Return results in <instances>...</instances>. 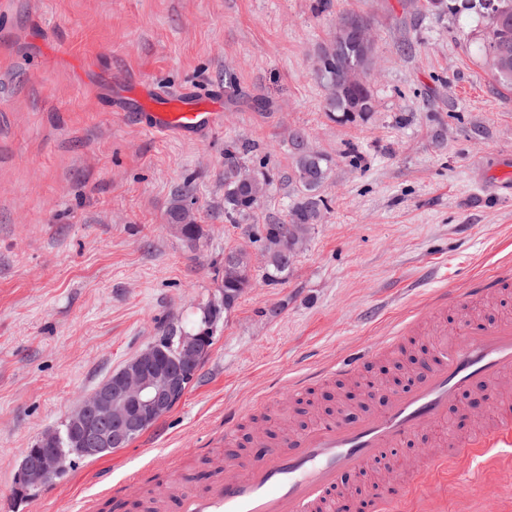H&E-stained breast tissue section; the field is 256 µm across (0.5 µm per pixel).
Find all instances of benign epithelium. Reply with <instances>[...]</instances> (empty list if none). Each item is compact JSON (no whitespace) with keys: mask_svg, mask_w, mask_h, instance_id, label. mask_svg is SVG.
I'll return each mask as SVG.
<instances>
[{"mask_svg":"<svg viewBox=\"0 0 512 512\" xmlns=\"http://www.w3.org/2000/svg\"><path fill=\"white\" fill-rule=\"evenodd\" d=\"M349 36L365 54L374 50L375 36L369 24L337 27V36ZM209 336H182L176 358L162 355L165 341L158 339L129 359L112 374V382L87 395L68 416L69 453L87 457L111 442L121 445L130 435L155 425L184 397L192 384ZM61 432L50 430L35 448L25 451L19 472L24 491L42 490L65 469L66 453L58 448Z\"/></svg>","mask_w":512,"mask_h":512,"instance_id":"obj_1","label":"benign epithelium"}]
</instances>
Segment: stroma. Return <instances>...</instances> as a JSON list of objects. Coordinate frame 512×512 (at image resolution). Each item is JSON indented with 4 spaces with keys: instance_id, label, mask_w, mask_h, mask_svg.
I'll return each instance as SVG.
<instances>
[{
    "instance_id": "obj_1",
    "label": "stroma",
    "mask_w": 512,
    "mask_h": 512,
    "mask_svg": "<svg viewBox=\"0 0 512 512\" xmlns=\"http://www.w3.org/2000/svg\"><path fill=\"white\" fill-rule=\"evenodd\" d=\"M346 12L373 26L377 106L344 123L323 108L314 53ZM479 28L462 0H0V512H79L124 480L142 495L175 450L203 470L213 426H298L357 406L366 381H391L398 352L317 386L302 415L293 381L375 347L441 290L512 266V194L494 177L512 155V92L477 62ZM141 84L223 99L224 121L190 137L149 130L139 107L113 106ZM298 128L332 160L328 208L271 285L254 229L293 201ZM242 144L240 165L266 167L273 184L231 224L224 152ZM189 175L193 249L168 222ZM234 251L251 258L252 284L182 402L126 447L71 458L37 497L18 495L26 448L167 326L199 319ZM456 321L420 319L410 349L458 340ZM440 435L399 449V512H512V445L416 480Z\"/></svg>"
}]
</instances>
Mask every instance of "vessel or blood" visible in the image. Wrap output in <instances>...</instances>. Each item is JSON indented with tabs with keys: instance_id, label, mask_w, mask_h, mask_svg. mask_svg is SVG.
<instances>
[{
	"instance_id": "b4317fda",
	"label": "vessel or blood",
	"mask_w": 512,
	"mask_h": 512,
	"mask_svg": "<svg viewBox=\"0 0 512 512\" xmlns=\"http://www.w3.org/2000/svg\"><path fill=\"white\" fill-rule=\"evenodd\" d=\"M140 96L152 100L155 129L193 133L214 125L220 105L202 108L196 96L183 90L155 100L144 85ZM512 288V275L500 273L480 285L449 293L452 308L464 309L491 290ZM462 342L440 345L421 359L403 387L382 397L376 411L340 414L304 428L281 425L274 430L249 432L246 453H238L233 429L223 443L208 452V477L198 484H175L164 492L132 503L125 483L107 486L86 500L81 512H337L336 492L345 476L371 470L389 472L393 453L406 442L423 438L432 428L457 413L465 395L495 396L512 391V317L490 321L473 317ZM371 360L354 352L328 367V380L351 376ZM512 439V418H496L477 433L472 444L494 448ZM405 487L387 482L378 488L373 512H391Z\"/></svg>"
}]
</instances>
